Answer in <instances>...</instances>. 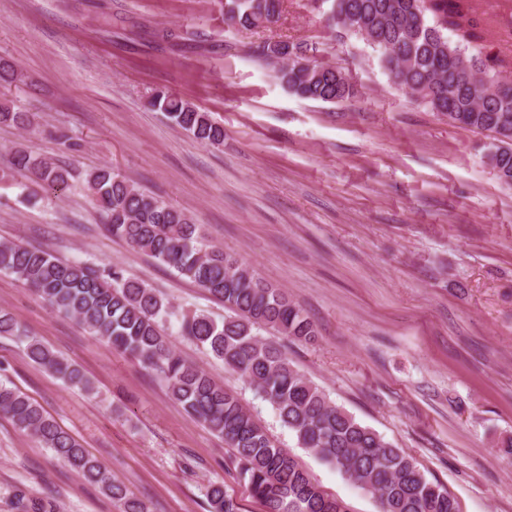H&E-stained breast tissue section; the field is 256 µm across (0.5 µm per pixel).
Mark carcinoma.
Here are the masks:
<instances>
[{
    "label": "carcinoma",
    "instance_id": "obj_1",
    "mask_svg": "<svg viewBox=\"0 0 512 512\" xmlns=\"http://www.w3.org/2000/svg\"><path fill=\"white\" fill-rule=\"evenodd\" d=\"M282 0H224L225 16L239 29L278 19ZM329 20L396 63V81L412 99L462 126L486 132L504 144L491 158L498 179L512 177V79L489 68L483 57L487 30L470 0H328ZM305 44L267 41L254 53L274 69L292 94L337 103L354 96L340 68L309 58L296 69H276L275 54H291ZM22 79L0 59V84ZM150 105L195 139L224 142V129L208 112L169 91L157 90ZM0 124L26 128L27 112L0 104ZM12 171L26 172L45 190L68 186L69 173L23 147L13 153ZM94 205L112 237L137 248L224 303L221 321L203 312L182 316L179 332L202 346L249 382L271 403L281 422L309 451L372 495L379 512H458L448 491L427 478L410 454L394 447L371 427L336 405L306 374L292 366L282 347L259 330L299 341L316 338L313 322L280 288L264 283L251 268L206 244L199 225L185 210L136 187L109 167L86 176ZM0 273L14 276L54 309L77 319L92 336L107 341L154 371L171 396L204 427L233 449L239 476L266 512H350L328 495L298 462L279 448L239 397L203 369L188 362L163 334L168 302L116 266L93 268L64 262L42 250L0 243ZM24 345V355L64 384L90 392L91 380L0 310V338ZM0 414L95 485L120 512H147L142 501L112 478L104 465L54 418L19 389L0 383ZM209 512H239L224 485L208 486ZM16 512H56L50 500L24 492Z\"/></svg>",
    "mask_w": 512,
    "mask_h": 512
}]
</instances>
